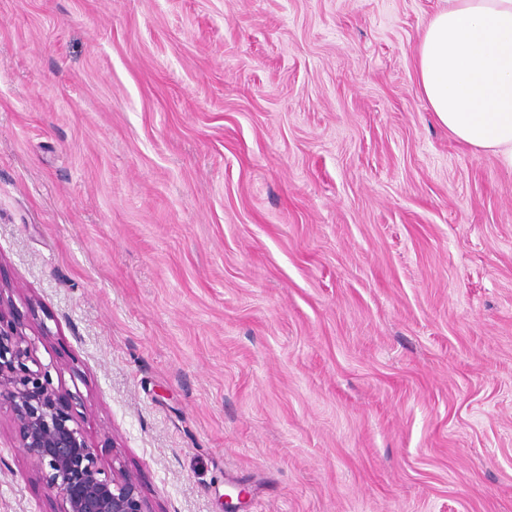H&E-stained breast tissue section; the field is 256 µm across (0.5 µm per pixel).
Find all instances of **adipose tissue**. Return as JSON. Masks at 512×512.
<instances>
[{
    "label": "adipose tissue",
    "instance_id": "ef3b65f1",
    "mask_svg": "<svg viewBox=\"0 0 512 512\" xmlns=\"http://www.w3.org/2000/svg\"><path fill=\"white\" fill-rule=\"evenodd\" d=\"M416 70L449 135L512 172V0H441Z\"/></svg>",
    "mask_w": 512,
    "mask_h": 512
}]
</instances>
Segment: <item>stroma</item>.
Masks as SVG:
<instances>
[{"label":"stroma","mask_w":512,"mask_h":512,"mask_svg":"<svg viewBox=\"0 0 512 512\" xmlns=\"http://www.w3.org/2000/svg\"><path fill=\"white\" fill-rule=\"evenodd\" d=\"M438 6L0 0V284L156 512H512V173L418 89ZM62 509L1 407L0 512Z\"/></svg>","instance_id":"stroma-1"}]
</instances>
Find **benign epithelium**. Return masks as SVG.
<instances>
[{"label": "benign epithelium", "mask_w": 512, "mask_h": 512, "mask_svg": "<svg viewBox=\"0 0 512 512\" xmlns=\"http://www.w3.org/2000/svg\"><path fill=\"white\" fill-rule=\"evenodd\" d=\"M25 327L0 286V405L12 412L18 448L45 471L64 512H154L131 474L114 468L109 475L99 466L71 396L52 385L46 368L29 366Z\"/></svg>", "instance_id": "1"}]
</instances>
